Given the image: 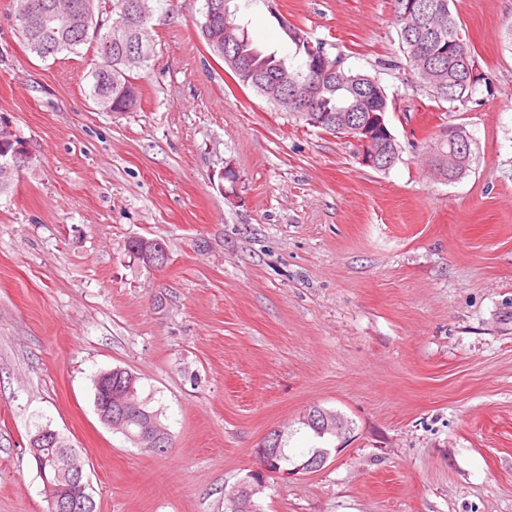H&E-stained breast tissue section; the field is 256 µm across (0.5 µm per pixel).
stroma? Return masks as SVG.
<instances>
[{
  "instance_id": "stroma-1",
  "label": "stroma",
  "mask_w": 512,
  "mask_h": 512,
  "mask_svg": "<svg viewBox=\"0 0 512 512\" xmlns=\"http://www.w3.org/2000/svg\"><path fill=\"white\" fill-rule=\"evenodd\" d=\"M153 0L154 55L130 112L89 97L95 51L31 53L0 0V116L31 154L0 194V512H45L37 427L74 445L95 512H224L280 431L312 471L267 478L257 512H512V0H451L481 81L431 99L394 0H228L254 46L322 41L390 102L399 158L361 163L238 86L196 26ZM463 126L473 160L434 177L427 142ZM162 243L146 268L127 241ZM121 367L173 445L99 419ZM340 416L316 437L310 411Z\"/></svg>"
}]
</instances>
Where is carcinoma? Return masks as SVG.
I'll use <instances>...</instances> for the list:
<instances>
[{
	"label": "carcinoma",
	"mask_w": 512,
	"mask_h": 512,
	"mask_svg": "<svg viewBox=\"0 0 512 512\" xmlns=\"http://www.w3.org/2000/svg\"><path fill=\"white\" fill-rule=\"evenodd\" d=\"M105 0H14L16 26L22 34L28 49L41 59L54 57L68 51L76 52L83 45H93L98 61L89 73V93L100 109L110 112H130L138 97L129 94L131 88L138 87L140 71L147 67L149 59L131 62L124 57L127 51L119 41L107 39L98 32L100 21L96 12H103ZM151 0H112L109 17L124 16L130 26L135 28L134 40L140 43L141 50L148 55L154 53V43L149 31L152 15ZM427 8L421 27L409 32V21L395 3L394 12L398 27L399 44L406 55L412 71L420 69L425 63L435 67L436 81L451 84L464 64L475 65L474 56L466 41L461 37L458 22L453 15L450 0H422ZM68 13H77L81 23L67 27L62 20ZM199 27L202 35L218 57L229 63L236 53L245 55L237 63L251 70L253 78L247 87L253 89L268 103L284 112L302 127H310L308 118L298 112L297 107L288 101L289 91L303 81L311 88L312 109L316 116H333L344 109H351L360 118L368 117L370 112H386L389 109L384 89L373 78L347 71L341 78L332 74L316 76L311 70L308 54L295 49L303 62L294 68L275 54H263L253 47L245 32L235 23L231 15H216L211 21L201 19ZM475 87L448 97V93L429 87L430 95L438 101L465 103L472 98ZM134 375L126 369H112V399L119 400L128 392V386Z\"/></svg>",
	"instance_id": "carcinoma-1"
}]
</instances>
